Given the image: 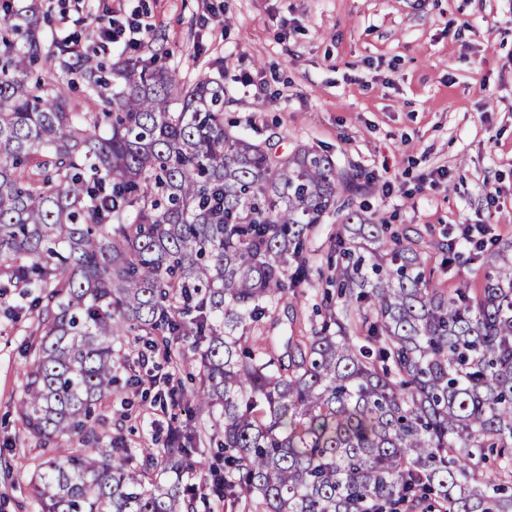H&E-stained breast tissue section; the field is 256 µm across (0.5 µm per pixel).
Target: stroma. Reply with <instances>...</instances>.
I'll return each instance as SVG.
<instances>
[{
  "instance_id": "stroma-1",
  "label": "stroma",
  "mask_w": 512,
  "mask_h": 512,
  "mask_svg": "<svg viewBox=\"0 0 512 512\" xmlns=\"http://www.w3.org/2000/svg\"><path fill=\"white\" fill-rule=\"evenodd\" d=\"M86 49L101 40L94 13L141 17L139 48L117 43L113 61L136 59L179 82L224 86V124L288 153L307 145L328 155L352 183L355 209L373 222L434 242L432 287H482L477 261L449 265L441 246L455 224H495L512 243V0H39ZM500 195L487 204L486 185ZM320 287L280 302L279 336L321 323ZM33 314L17 292L0 296V512H36L34 469L73 451L62 437L50 452L21 429L24 349ZM118 389L98 405L103 436L131 448H161L172 423L142 397L133 377L142 341L119 336Z\"/></svg>"
}]
</instances>
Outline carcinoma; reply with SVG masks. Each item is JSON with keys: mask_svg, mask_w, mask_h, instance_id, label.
I'll use <instances>...</instances> for the list:
<instances>
[{"mask_svg": "<svg viewBox=\"0 0 512 512\" xmlns=\"http://www.w3.org/2000/svg\"><path fill=\"white\" fill-rule=\"evenodd\" d=\"M346 184L313 148L226 130L220 83L73 63L33 0H0V295L43 324L18 416L43 448L80 444L31 479L39 512H196L192 437L138 457L99 433L132 333L194 338L188 416H219L211 492L242 512H512V244L482 247L480 292L445 293L432 243L349 210L321 325L253 335L309 281Z\"/></svg>", "mask_w": 512, "mask_h": 512, "instance_id": "cac0c4a2", "label": "carcinoma"}]
</instances>
